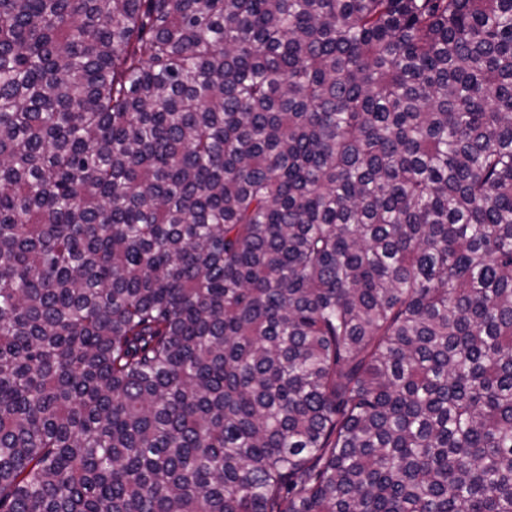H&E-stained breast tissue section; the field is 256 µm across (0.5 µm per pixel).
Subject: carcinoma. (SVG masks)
<instances>
[{"mask_svg": "<svg viewBox=\"0 0 512 512\" xmlns=\"http://www.w3.org/2000/svg\"><path fill=\"white\" fill-rule=\"evenodd\" d=\"M0 512H512V0H0Z\"/></svg>", "mask_w": 512, "mask_h": 512, "instance_id": "obj_1", "label": "carcinoma"}]
</instances>
